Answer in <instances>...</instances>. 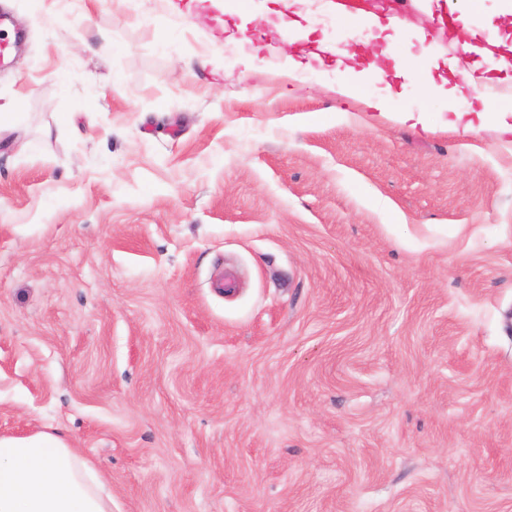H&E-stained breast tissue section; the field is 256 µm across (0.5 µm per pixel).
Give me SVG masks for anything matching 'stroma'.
Listing matches in <instances>:
<instances>
[{
	"label": "stroma",
	"mask_w": 512,
	"mask_h": 512,
	"mask_svg": "<svg viewBox=\"0 0 512 512\" xmlns=\"http://www.w3.org/2000/svg\"><path fill=\"white\" fill-rule=\"evenodd\" d=\"M449 3L488 69L512 0ZM275 7L0 0V437L61 430L112 512H512V135L447 126L512 67L451 100L438 0L389 41L295 0L425 131L289 71Z\"/></svg>",
	"instance_id": "35a3bbf8"
}]
</instances>
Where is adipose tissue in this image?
I'll list each match as a JSON object with an SVG mask.
<instances>
[{
  "mask_svg": "<svg viewBox=\"0 0 512 512\" xmlns=\"http://www.w3.org/2000/svg\"><path fill=\"white\" fill-rule=\"evenodd\" d=\"M0 512H112L93 462L57 431L0 438Z\"/></svg>",
  "mask_w": 512,
  "mask_h": 512,
  "instance_id": "obj_1",
  "label": "adipose tissue"
}]
</instances>
